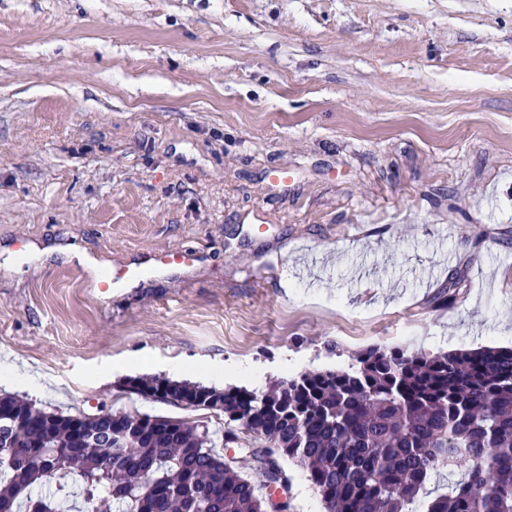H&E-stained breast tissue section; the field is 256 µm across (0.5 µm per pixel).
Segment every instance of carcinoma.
Returning <instances> with one entry per match:
<instances>
[{
    "instance_id": "obj_1",
    "label": "carcinoma",
    "mask_w": 512,
    "mask_h": 512,
    "mask_svg": "<svg viewBox=\"0 0 512 512\" xmlns=\"http://www.w3.org/2000/svg\"><path fill=\"white\" fill-rule=\"evenodd\" d=\"M127 383L186 409L224 404L222 433L167 416L65 414L0 393L4 512H62L75 497L95 512H267L283 460L307 470L324 512H512V348L372 346L346 367L261 392ZM243 421L257 481L219 450L239 441Z\"/></svg>"
}]
</instances>
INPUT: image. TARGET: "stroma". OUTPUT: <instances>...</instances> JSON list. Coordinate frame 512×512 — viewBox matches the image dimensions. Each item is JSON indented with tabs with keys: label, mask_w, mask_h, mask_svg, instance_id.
<instances>
[{
	"label": "stroma",
	"mask_w": 512,
	"mask_h": 512,
	"mask_svg": "<svg viewBox=\"0 0 512 512\" xmlns=\"http://www.w3.org/2000/svg\"><path fill=\"white\" fill-rule=\"evenodd\" d=\"M371 345L512 346V0H0V391L214 429L124 381Z\"/></svg>",
	"instance_id": "35a3bbf8"
}]
</instances>
